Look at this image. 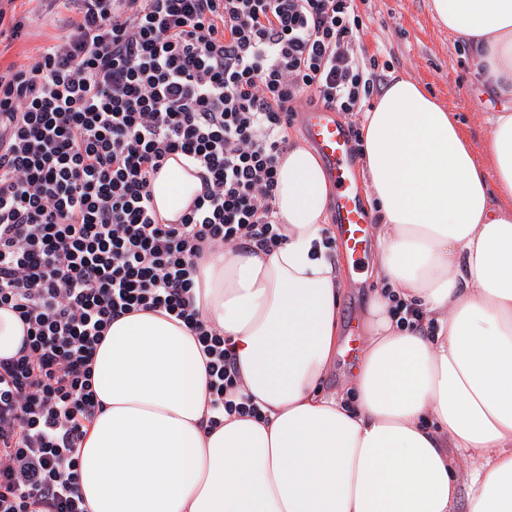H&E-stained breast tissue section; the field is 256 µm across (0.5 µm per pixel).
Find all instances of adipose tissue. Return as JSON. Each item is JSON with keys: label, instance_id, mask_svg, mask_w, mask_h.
<instances>
[{"label": "adipose tissue", "instance_id": "ef3b65f1", "mask_svg": "<svg viewBox=\"0 0 512 512\" xmlns=\"http://www.w3.org/2000/svg\"><path fill=\"white\" fill-rule=\"evenodd\" d=\"M502 107L480 164L420 84L394 78L362 120L379 273L354 375L322 383L340 345L325 245L330 183L289 143L275 204L284 241L210 253L194 302L235 355L259 417H212L207 359L166 311L115 319L96 350L100 408L78 455L88 512H512V0H432ZM202 188L182 155L151 183L179 223ZM418 310L428 333L400 321ZM472 468L459 482L455 455Z\"/></svg>", "mask_w": 512, "mask_h": 512}]
</instances>
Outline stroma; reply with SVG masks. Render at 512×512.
<instances>
[{
  "mask_svg": "<svg viewBox=\"0 0 512 512\" xmlns=\"http://www.w3.org/2000/svg\"><path fill=\"white\" fill-rule=\"evenodd\" d=\"M354 8L362 20L358 55L375 59L384 80L404 76L419 83L439 105L454 113L475 151H482L499 103L482 94L471 46L440 23L432 0H355ZM17 11L29 21L20 37L0 33V73L32 62L38 47L66 32L57 15L47 13L42 0H19ZM377 263L372 252L356 272L339 267L343 331H363L368 304L381 286Z\"/></svg>",
  "mask_w": 512,
  "mask_h": 512,
  "instance_id": "1",
  "label": "stroma"
}]
</instances>
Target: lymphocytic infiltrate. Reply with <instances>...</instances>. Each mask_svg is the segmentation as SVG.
Listing matches in <instances>:
<instances>
[{"label": "lymphocytic infiltrate", "instance_id": "obj_1", "mask_svg": "<svg viewBox=\"0 0 512 512\" xmlns=\"http://www.w3.org/2000/svg\"><path fill=\"white\" fill-rule=\"evenodd\" d=\"M66 35L0 76V306L27 324L0 360V512H86L76 451L113 319L162 309L208 358L215 410L236 362L194 305L209 250L284 239L277 163L300 99L357 127L379 85L355 51L354 0H48ZM202 190L177 224L151 179L175 154Z\"/></svg>", "mask_w": 512, "mask_h": 512}]
</instances>
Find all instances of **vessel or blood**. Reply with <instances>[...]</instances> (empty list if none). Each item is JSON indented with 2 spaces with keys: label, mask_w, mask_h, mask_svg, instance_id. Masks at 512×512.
Instances as JSON below:
<instances>
[{
  "label": "vessel or blood",
  "mask_w": 512,
  "mask_h": 512,
  "mask_svg": "<svg viewBox=\"0 0 512 512\" xmlns=\"http://www.w3.org/2000/svg\"><path fill=\"white\" fill-rule=\"evenodd\" d=\"M302 122L305 139L322 159L334 190V222L341 246L351 259H361L370 251L373 217L361 198L349 129L334 109L321 104L303 110Z\"/></svg>",
  "instance_id": "b4317fda"
}]
</instances>
